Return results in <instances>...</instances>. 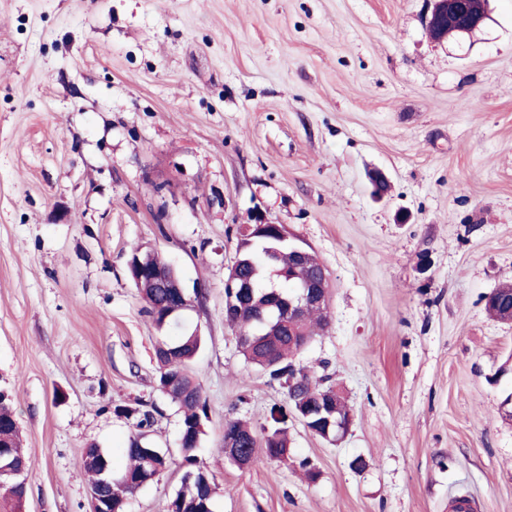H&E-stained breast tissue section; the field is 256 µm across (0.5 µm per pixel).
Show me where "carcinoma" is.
<instances>
[{
  "instance_id": "1",
  "label": "carcinoma",
  "mask_w": 512,
  "mask_h": 512,
  "mask_svg": "<svg viewBox=\"0 0 512 512\" xmlns=\"http://www.w3.org/2000/svg\"><path fill=\"white\" fill-rule=\"evenodd\" d=\"M269 237H255L254 245L249 248V258L261 270L256 280V292L262 294L270 286L271 268L286 270L291 265L288 249H281L273 262V267L263 265L264 244ZM132 253L145 255L152 267V277L140 285V293L146 303V313L155 327L170 333L169 340L162 342L155 352L159 386L173 384L171 401L181 414V458L174 459L156 447H143L139 439L134 438L124 449L128 465L121 477L125 481H113L106 488L109 502L107 512H126L128 502L143 488L134 479H148L156 476L172 465L184 469L181 486L168 505V512H212L214 487L211 474L200 462L197 450L203 435L202 415L206 414V400L200 385L188 372V366L200 349L201 339L188 331L183 325L182 311H174L178 299L166 288L157 286V282L166 278L168 267L149 249L137 247ZM265 312L255 308L243 312V315H226V319L237 326V346L244 358L270 373L272 379L288 382V403L293 406L303 401L323 400L341 412L348 408L339 391L327 383L324 376L315 377L295 368L289 356L298 351L300 345L312 341L315 329H325L329 321L322 315L309 312L298 326L299 336L290 338L278 335V331L267 328L264 336L254 335V329L260 326ZM14 415L10 396L0 391V466L15 462H27L20 449L18 430L13 423ZM287 429L280 426L270 428L263 438L238 420H229L224 430V454L238 467H248L257 463L261 457L285 458L288 456ZM84 471L91 476L90 491L102 486V471H112L108 454L96 445L86 449L82 463ZM26 487L0 477V497L11 502L14 510L22 507Z\"/></svg>"
}]
</instances>
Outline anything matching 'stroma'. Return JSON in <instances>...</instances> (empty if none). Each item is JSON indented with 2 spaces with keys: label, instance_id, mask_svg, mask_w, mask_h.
<instances>
[{
  "label": "stroma",
  "instance_id": "1",
  "mask_svg": "<svg viewBox=\"0 0 512 512\" xmlns=\"http://www.w3.org/2000/svg\"><path fill=\"white\" fill-rule=\"evenodd\" d=\"M429 9L0 0V390L31 461L23 512H90L89 446L116 474L136 435L179 454L126 268L141 244L201 299L184 321L214 512H512V323L485 308L512 281V0L460 44L431 39ZM260 221L326 269L331 321L294 363L353 420L332 444L288 418V457L241 468L226 420L260 434L288 405L224 317ZM182 475L128 512H167Z\"/></svg>",
  "mask_w": 512,
  "mask_h": 512
}]
</instances>
